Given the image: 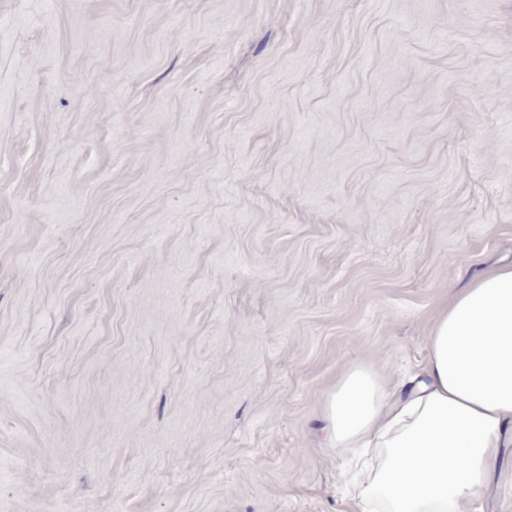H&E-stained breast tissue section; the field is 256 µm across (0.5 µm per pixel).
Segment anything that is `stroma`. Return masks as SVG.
I'll return each instance as SVG.
<instances>
[{
  "label": "stroma",
  "instance_id": "stroma-1",
  "mask_svg": "<svg viewBox=\"0 0 512 512\" xmlns=\"http://www.w3.org/2000/svg\"><path fill=\"white\" fill-rule=\"evenodd\" d=\"M511 262L512 0H0V512H352Z\"/></svg>",
  "mask_w": 512,
  "mask_h": 512
}]
</instances>
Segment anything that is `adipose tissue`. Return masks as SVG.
Here are the masks:
<instances>
[{
  "instance_id": "ef3b65f1",
  "label": "adipose tissue",
  "mask_w": 512,
  "mask_h": 512,
  "mask_svg": "<svg viewBox=\"0 0 512 512\" xmlns=\"http://www.w3.org/2000/svg\"><path fill=\"white\" fill-rule=\"evenodd\" d=\"M419 372L392 401L362 368L330 394L326 439L358 451L347 498L362 512H505L496 489L512 464V265L455 292Z\"/></svg>"
}]
</instances>
